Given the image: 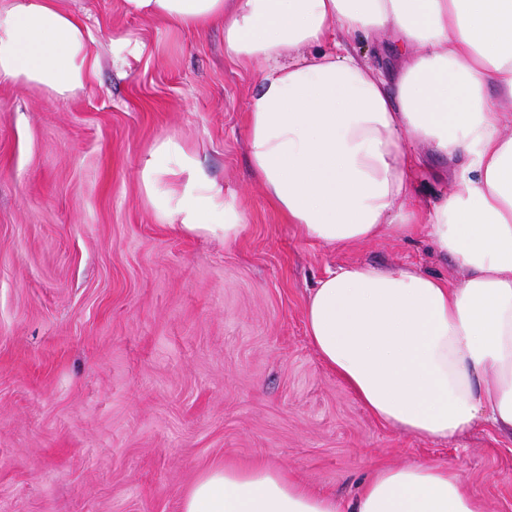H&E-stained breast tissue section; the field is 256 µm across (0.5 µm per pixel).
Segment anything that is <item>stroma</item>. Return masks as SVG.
<instances>
[{
	"label": "stroma",
	"instance_id": "35a3bbf8",
	"mask_svg": "<svg viewBox=\"0 0 512 512\" xmlns=\"http://www.w3.org/2000/svg\"><path fill=\"white\" fill-rule=\"evenodd\" d=\"M99 65L68 97L0 80V512H181L208 469L263 462L351 498L420 461L512 512V438L449 442L376 422L319 359L304 307L327 270L461 272L425 236L349 248L303 238L253 178L254 72L224 27L173 30L124 0H60ZM178 143L236 195L234 244L165 223L139 171Z\"/></svg>",
	"mask_w": 512,
	"mask_h": 512
}]
</instances>
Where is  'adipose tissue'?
<instances>
[{"instance_id":"ef3b65f1","label":"adipose tissue","mask_w":512,"mask_h":512,"mask_svg":"<svg viewBox=\"0 0 512 512\" xmlns=\"http://www.w3.org/2000/svg\"><path fill=\"white\" fill-rule=\"evenodd\" d=\"M176 28L224 25V57L257 72L249 164L306 239L345 248L425 234L458 285L400 265L328 271L310 291L306 334L322 362L380 423L433 441L479 421L512 433V0H126ZM388 32L408 49L392 79L345 38ZM82 21L57 0H0V80L61 97L93 78ZM466 165L434 205L414 201L421 150ZM168 224L232 244L233 194L196 175L175 142L139 172ZM182 512H485L450 466L372 473L351 500L284 471L215 467Z\"/></svg>"}]
</instances>
